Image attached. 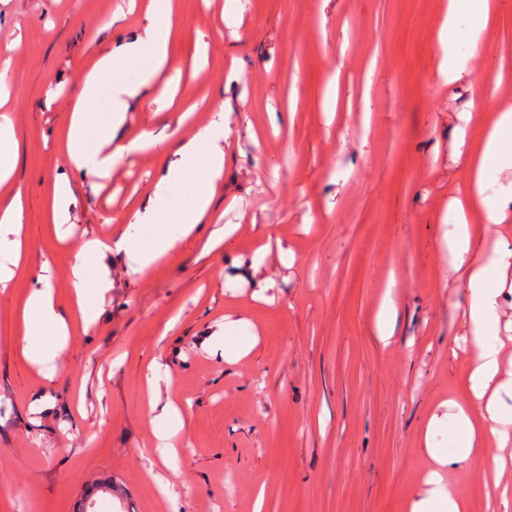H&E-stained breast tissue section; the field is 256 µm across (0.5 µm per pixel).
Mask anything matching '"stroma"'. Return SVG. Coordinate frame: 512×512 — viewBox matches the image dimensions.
<instances>
[{"instance_id":"1","label":"stroma","mask_w":512,"mask_h":512,"mask_svg":"<svg viewBox=\"0 0 512 512\" xmlns=\"http://www.w3.org/2000/svg\"><path fill=\"white\" fill-rule=\"evenodd\" d=\"M148 2L0 0V54H12L0 114L17 141L0 211L24 201L22 260L0 283V512H77L89 498L94 512H415L435 474L466 512H512V445L488 484L483 448L456 429L478 405L477 361L468 270L444 249L469 181L459 140L512 98V0L449 84L434 77L448 0H171V80L128 100L120 130L156 146L106 178L77 172L68 100L99 52L144 36ZM219 117L211 220L147 273L125 252L98 254L97 318L40 374L19 319L35 279L73 318L82 244L122 232L173 144ZM59 176L72 185L61 224ZM499 288L490 390L507 411L512 257ZM151 366L157 405L179 404L187 422L174 473L143 403ZM107 481L111 493L90 494Z\"/></svg>"}]
</instances>
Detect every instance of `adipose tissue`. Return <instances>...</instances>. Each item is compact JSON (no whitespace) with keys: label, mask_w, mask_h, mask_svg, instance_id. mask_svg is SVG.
I'll return each instance as SVG.
<instances>
[{"label":"adipose tissue","mask_w":512,"mask_h":512,"mask_svg":"<svg viewBox=\"0 0 512 512\" xmlns=\"http://www.w3.org/2000/svg\"><path fill=\"white\" fill-rule=\"evenodd\" d=\"M494 0H448V10L440 22L437 39L442 51L436 76L445 82L457 80L469 60L477 58L484 32L491 20ZM151 24L145 36L125 42L112 51L99 54L95 65L84 75L79 93L70 106L67 160L77 171L107 176L123 156L150 147L153 139L143 134L126 142L116 133L124 121L128 99L136 97L144 85L166 78L170 66L169 9H152ZM467 31H460V24ZM146 66L137 80L127 73L138 61ZM109 98L111 109L98 111L102 98ZM228 131L223 121H211L197 128L192 138L177 142V162L158 179L150 203L136 212L126 229L108 240L85 243L78 254L69 290L79 315L67 323L57 312L54 290L47 278L28 295L24 309L22 353L31 363L53 375L72 326H89L96 318L98 286L92 276L95 256L106 247L125 251L134 271L145 272L170 257L179 242L206 222L213 211L214 187L224 176L223 142ZM470 159L469 199L457 207L456 224L447 241L456 265H468V317L472 325L471 346L480 365L471 378L473 390L485 391L498 375L500 350L495 336L498 329V296L495 286L502 269L500 257L512 256V242L498 239L496 255L475 259L470 254L472 231L470 209L484 210L488 223L502 221L507 202L512 201V185L491 190L495 174L512 168V100L496 102L492 122L474 140L465 141ZM492 425L480 423L475 412H460L458 425L468 437L477 439L492 454L485 464L488 478L500 479L504 462L502 450L512 442V410L497 412Z\"/></svg>","instance_id":"1"}]
</instances>
